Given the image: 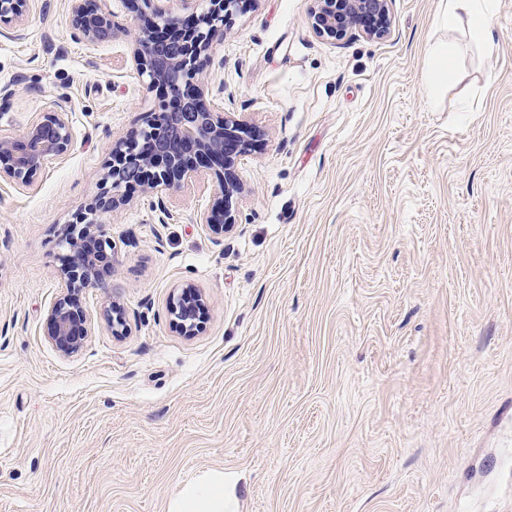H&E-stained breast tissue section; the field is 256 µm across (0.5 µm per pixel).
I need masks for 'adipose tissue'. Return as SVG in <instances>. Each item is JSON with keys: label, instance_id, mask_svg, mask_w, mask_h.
<instances>
[{"label": "adipose tissue", "instance_id": "adipose-tissue-1", "mask_svg": "<svg viewBox=\"0 0 512 512\" xmlns=\"http://www.w3.org/2000/svg\"><path fill=\"white\" fill-rule=\"evenodd\" d=\"M496 0H441L435 18L438 26L467 25L472 40L482 46L492 44V17ZM234 483L223 470L209 469L184 483L167 502L166 512H235Z\"/></svg>", "mask_w": 512, "mask_h": 512}]
</instances>
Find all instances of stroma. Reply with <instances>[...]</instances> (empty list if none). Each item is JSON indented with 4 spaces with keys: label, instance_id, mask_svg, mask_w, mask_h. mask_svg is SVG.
I'll return each instance as SVG.
<instances>
[{
    "label": "stroma",
    "instance_id": "obj_1",
    "mask_svg": "<svg viewBox=\"0 0 512 512\" xmlns=\"http://www.w3.org/2000/svg\"><path fill=\"white\" fill-rule=\"evenodd\" d=\"M91 45L69 0L0 37V137L59 99L74 146L25 189L0 180V512H165L180 480L232 475L240 512H512V0L494 46L389 0L381 40L317 38L312 0H240L214 45L224 107L256 131L224 237L197 223L216 176L114 215L112 277L61 355L46 314L59 242L116 142L161 97L130 64L134 20ZM455 49L448 89L427 51ZM203 293L182 335L173 291ZM123 305L128 333L101 319Z\"/></svg>",
    "mask_w": 512,
    "mask_h": 512
}]
</instances>
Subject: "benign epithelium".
Here are the masks:
<instances>
[{"mask_svg":"<svg viewBox=\"0 0 512 512\" xmlns=\"http://www.w3.org/2000/svg\"><path fill=\"white\" fill-rule=\"evenodd\" d=\"M73 24L78 33L91 43L112 37V13L106 0H71ZM136 16L150 10L162 19L171 37L158 41L141 24H135L136 48L133 63L149 84L162 83L179 103L170 113L169 129L162 128L165 113L153 114L150 124L156 127L153 154L144 159L133 154L139 132H132L116 144L104 175V191L81 209L71 222L68 235L61 241L71 252L61 270L64 293L47 312L48 339L64 356L80 351L88 335L87 313L75 295L84 288L98 287L112 276V254L116 244L108 235L104 217L118 211L129 198L123 193L128 183L147 167L154 172L145 185L152 190L150 207L158 221L166 223L168 208L163 192L171 191L203 171L217 172L223 220L203 214L199 223L218 235L234 224L231 204L243 191L236 165L239 157L251 151L255 133L244 121L224 108L204 101V89L211 84L209 53L217 39L224 38V18L238 0H209L203 21L187 28L182 20L168 15L160 0H130ZM28 0H0V35L23 36V21ZM313 33L323 39H339L356 30L369 39L388 35L391 17L388 0H314L310 10ZM74 145L73 130L66 105L56 104L33 120L19 138L0 139V176L19 187H29L45 165L67 153ZM206 307L202 293L187 284L172 294L168 313L186 335L198 333L202 311ZM104 318L114 336L128 332L123 306L116 300L104 310Z\"/></svg>","mask_w":512,"mask_h":512,"instance_id":"obj_1","label":"benign epithelium"}]
</instances>
